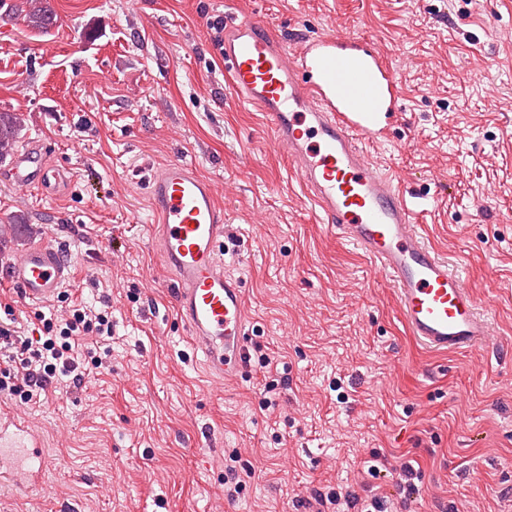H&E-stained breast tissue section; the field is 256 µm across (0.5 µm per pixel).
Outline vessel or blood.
I'll list each match as a JSON object with an SVG mask.
<instances>
[{"label": "vessel or blood", "instance_id": "b4317fda", "mask_svg": "<svg viewBox=\"0 0 512 512\" xmlns=\"http://www.w3.org/2000/svg\"><path fill=\"white\" fill-rule=\"evenodd\" d=\"M214 47L224 83L252 105L287 153L294 175L322 222L373 264L392 288L406 328L430 352L504 346L480 299L447 256L431 244L417 217L423 196L367 151L402 121V78L368 36L336 27L310 36L225 5ZM63 175L48 146L14 153L0 181L54 191ZM145 183L156 222L149 232L172 275L176 316L218 382L243 378L251 338L243 281L226 271L225 246L236 232L214 182L173 158L150 165ZM0 275L23 300L54 301L72 277L68 242L26 244L0 262ZM50 462L44 438L17 408L0 406V493L43 488Z\"/></svg>", "mask_w": 512, "mask_h": 512}]
</instances>
